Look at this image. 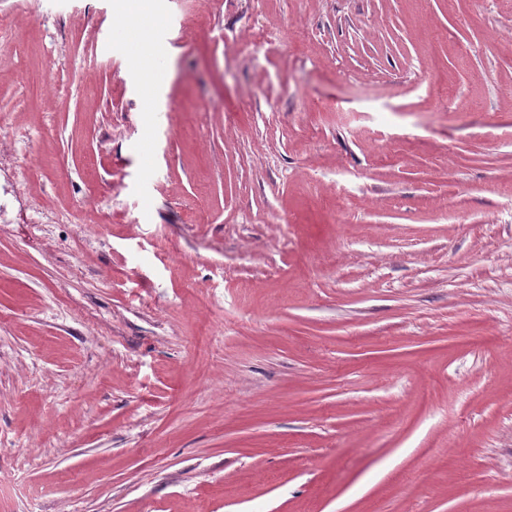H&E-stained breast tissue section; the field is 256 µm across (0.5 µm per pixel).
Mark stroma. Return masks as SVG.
Masks as SVG:
<instances>
[{
	"label": "stroma",
	"mask_w": 512,
	"mask_h": 512,
	"mask_svg": "<svg viewBox=\"0 0 512 512\" xmlns=\"http://www.w3.org/2000/svg\"><path fill=\"white\" fill-rule=\"evenodd\" d=\"M116 4L0 0V512H512V0Z\"/></svg>",
	"instance_id": "obj_1"
}]
</instances>
